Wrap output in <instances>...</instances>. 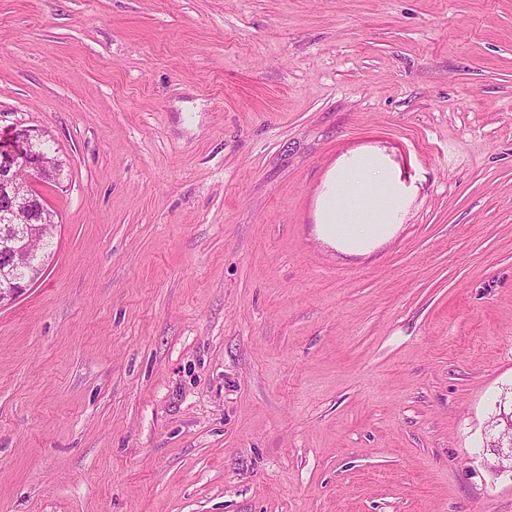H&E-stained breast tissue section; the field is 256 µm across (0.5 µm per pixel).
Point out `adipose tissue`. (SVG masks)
Listing matches in <instances>:
<instances>
[{"label":"adipose tissue","mask_w":512,"mask_h":512,"mask_svg":"<svg viewBox=\"0 0 512 512\" xmlns=\"http://www.w3.org/2000/svg\"><path fill=\"white\" fill-rule=\"evenodd\" d=\"M408 191L388 156L379 150L343 156L321 197L327 236L350 250L388 238L404 216Z\"/></svg>","instance_id":"adipose-tissue-1"}]
</instances>
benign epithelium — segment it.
Segmentation results:
<instances>
[{
  "mask_svg": "<svg viewBox=\"0 0 512 512\" xmlns=\"http://www.w3.org/2000/svg\"><path fill=\"white\" fill-rule=\"evenodd\" d=\"M11 132L25 144L27 151L0 155V222L15 224L21 220L27 229L20 237L0 235V252L7 257V263L0 267V307L15 301L42 274L43 264L35 263L38 255L32 251V241L57 227L46 200L36 193L31 182L22 184L17 179V170L25 168L33 177L47 181L56 158L40 148L44 135L33 127L15 124ZM15 268L28 269L29 279L23 283L14 281L11 270Z\"/></svg>",
  "mask_w": 512,
  "mask_h": 512,
  "instance_id": "benign-epithelium-1",
  "label": "benign epithelium"
}]
</instances>
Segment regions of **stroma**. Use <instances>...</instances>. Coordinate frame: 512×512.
I'll return each mask as SVG.
<instances>
[{
	"mask_svg": "<svg viewBox=\"0 0 512 512\" xmlns=\"http://www.w3.org/2000/svg\"><path fill=\"white\" fill-rule=\"evenodd\" d=\"M64 161L0 308V512H512V0H0ZM412 194L324 237L336 161ZM408 191L388 156L369 150L343 156L321 197L327 236L349 250L388 238L401 224Z\"/></svg>",
	"mask_w": 512,
	"mask_h": 512,
	"instance_id": "1",
	"label": "stroma"
}]
</instances>
